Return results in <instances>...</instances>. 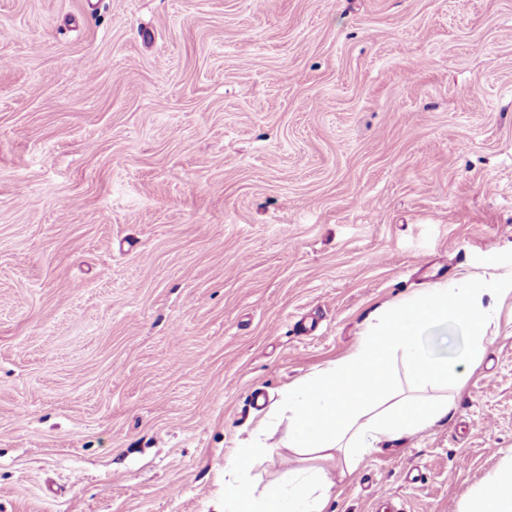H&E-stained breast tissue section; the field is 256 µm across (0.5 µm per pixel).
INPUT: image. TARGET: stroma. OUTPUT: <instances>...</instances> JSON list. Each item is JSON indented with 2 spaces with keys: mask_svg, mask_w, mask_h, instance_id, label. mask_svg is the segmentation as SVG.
<instances>
[{
  "mask_svg": "<svg viewBox=\"0 0 512 512\" xmlns=\"http://www.w3.org/2000/svg\"><path fill=\"white\" fill-rule=\"evenodd\" d=\"M0 512H215L368 317L512 266V0H0ZM329 512L512 455V316Z\"/></svg>",
  "mask_w": 512,
  "mask_h": 512,
  "instance_id": "1",
  "label": "stroma"
}]
</instances>
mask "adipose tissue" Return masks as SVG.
<instances>
[{"label":"adipose tissue","instance_id":"1","mask_svg":"<svg viewBox=\"0 0 512 512\" xmlns=\"http://www.w3.org/2000/svg\"><path fill=\"white\" fill-rule=\"evenodd\" d=\"M512 300V266L484 277L465 275L436 284L410 299L386 304L368 318L346 356L289 386L284 397L288 429L283 437L264 432L255 446L238 449L224 468L222 512H326L336 480L354 472L381 438L394 440L447 418L456 391L467 382L456 362L429 356L423 338L436 325L452 323L468 337L466 357L478 365L490 328ZM402 354L416 396L398 407L378 409L376 399L389 359ZM445 395L431 398L433 385ZM302 457L279 480L257 486L250 472L270 438ZM343 467H335V458ZM460 512H512V459L462 504Z\"/></svg>","mask_w":512,"mask_h":512}]
</instances>
